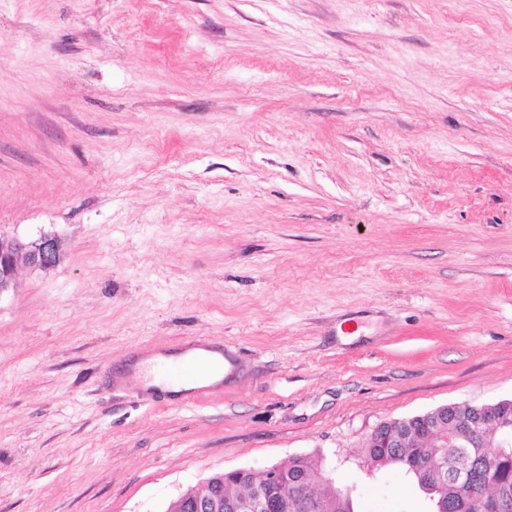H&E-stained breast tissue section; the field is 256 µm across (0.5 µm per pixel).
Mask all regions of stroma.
<instances>
[{"instance_id":"obj_1","label":"stroma","mask_w":512,"mask_h":512,"mask_svg":"<svg viewBox=\"0 0 512 512\" xmlns=\"http://www.w3.org/2000/svg\"><path fill=\"white\" fill-rule=\"evenodd\" d=\"M0 512H165L308 459L430 512L380 424L512 399V0H0ZM240 363L141 401L150 347ZM61 241L51 234L34 240H22L0 234V296L15 288V276L20 264L29 268L50 270L63 260ZM179 350L185 356L171 367L172 377L176 385L180 386L178 391H168L172 404L198 400L224 383V376L218 381L208 383L217 373L226 375L238 368L237 359L224 351V345L203 336L182 343Z\"/></svg>"}]
</instances>
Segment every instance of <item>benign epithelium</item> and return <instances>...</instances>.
<instances>
[{"label":"benign epithelium","mask_w":512,"mask_h":512,"mask_svg":"<svg viewBox=\"0 0 512 512\" xmlns=\"http://www.w3.org/2000/svg\"><path fill=\"white\" fill-rule=\"evenodd\" d=\"M61 241L54 235L43 234L34 240H22L15 236L0 234V296L15 288L18 266L50 270L63 260ZM501 411L487 412L479 421L471 424L464 415L465 406L454 405L460 421L467 422L469 437L460 440L458 430L445 428L448 421V406L437 408L438 416L420 415V427L408 425V419H396L387 427H377L370 435L374 448H401L400 432H405L418 441L433 448L442 449L440 456L441 475H453L454 483L462 488L469 486L470 466L464 464L462 455L448 453L450 448H511L512 447V399L500 400ZM290 466L275 465L268 468L260 485L245 481L246 469L229 471L223 480L242 485V493L236 497L224 495V484L209 480L200 487H189L182 491L172 509L175 512H317L322 508L321 496L312 491L310 481L295 480L289 474ZM478 499L484 512H503L505 497L498 481L488 480L483 484Z\"/></svg>","instance_id":"obj_1"}]
</instances>
